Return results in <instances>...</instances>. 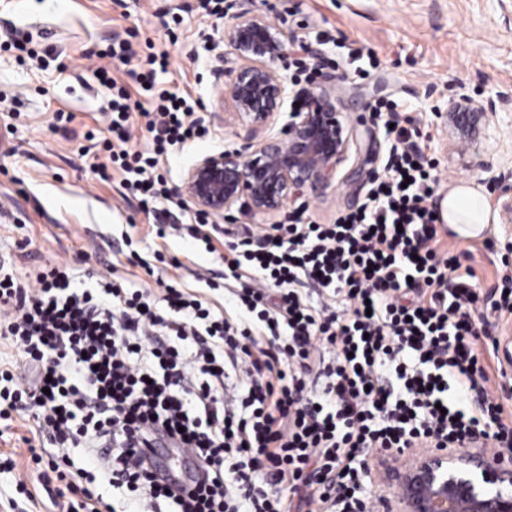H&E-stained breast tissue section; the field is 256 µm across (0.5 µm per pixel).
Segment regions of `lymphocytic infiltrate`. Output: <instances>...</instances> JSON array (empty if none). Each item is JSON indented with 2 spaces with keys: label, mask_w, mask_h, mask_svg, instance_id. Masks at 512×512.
Segmentation results:
<instances>
[{
  "label": "lymphocytic infiltrate",
  "mask_w": 512,
  "mask_h": 512,
  "mask_svg": "<svg viewBox=\"0 0 512 512\" xmlns=\"http://www.w3.org/2000/svg\"><path fill=\"white\" fill-rule=\"evenodd\" d=\"M142 100L114 78L108 137L101 142L142 211L169 198L160 155L207 135L189 93L159 85L168 53L135 55ZM391 126L389 161L366 201L333 223L287 216L224 242V282L239 321L169 284L160 297L103 279L77 287L67 263L18 276L0 265V337L21 360L0 369V418L27 413L60 453L46 462L82 512H113L95 481L125 492L129 512H374L365 458L374 452L512 447V420L490 393L487 359L500 339L487 312L512 314L503 295L480 292L468 251L448 253L435 217L441 182L421 143L428 133L404 100L370 106ZM153 135L130 148L135 116ZM321 304H313V297ZM241 371L236 403L224 401L228 370ZM325 379L321 393L307 389ZM159 437L191 449L200 479H160L145 462ZM108 443L96 473L72 468L73 448Z\"/></svg>",
  "instance_id": "lymphocytic-infiltrate-1"
}]
</instances>
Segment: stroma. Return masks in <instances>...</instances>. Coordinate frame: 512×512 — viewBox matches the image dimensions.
<instances>
[{
  "mask_svg": "<svg viewBox=\"0 0 512 512\" xmlns=\"http://www.w3.org/2000/svg\"><path fill=\"white\" fill-rule=\"evenodd\" d=\"M255 5L289 36L306 39L325 60L324 76H335L336 101L349 117V159L325 197L299 199L290 214L320 224L359 207L370 181L367 171L383 169L388 140L382 128L359 123L374 100L402 98L432 136L426 156L447 170V186L462 179L480 187L486 169L512 173V153L494 141L455 158L439 112L448 97L464 89L489 101L501 119L512 121V0H255ZM235 12L208 14L202 0H0V263L25 272L55 262L71 263L80 287L107 276L126 285L172 283L204 295L215 310L237 316L224 297V232L252 229L245 215L207 226L210 243L185 230L187 215L161 203L168 231L158 237L153 219L124 187V176L107 166L105 153L83 156L87 133L107 134L109 90L92 73L100 66L119 85L137 93L127 66L101 52L129 41L167 52L171 66L157 73L164 87L189 92L200 105L196 120L208 136L160 156L157 169L169 185L182 180L205 154L240 147L243 130L225 99L223 79L204 48L220 37ZM26 36L39 61H18L4 41ZM371 50L377 65L368 76L354 75L350 49ZM70 114L59 123L56 112ZM105 164L95 173L92 162ZM358 177H350V170ZM182 230H174V223ZM449 250L472 253L483 288L499 271H512L503 246L486 249L483 240L447 239ZM153 275H146V268ZM28 423L12 416L0 423V512H67L63 499L49 497L48 481L29 459ZM26 488H18L17 478Z\"/></svg>",
  "mask_w": 512,
  "mask_h": 512,
  "instance_id": "35a3bbf8",
  "label": "stroma"
}]
</instances>
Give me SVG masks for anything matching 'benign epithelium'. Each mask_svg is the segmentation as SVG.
Masks as SVG:
<instances>
[{
  "label": "benign epithelium",
  "instance_id": "obj_1",
  "mask_svg": "<svg viewBox=\"0 0 512 512\" xmlns=\"http://www.w3.org/2000/svg\"><path fill=\"white\" fill-rule=\"evenodd\" d=\"M233 22L221 41L237 65L225 67L218 54L215 71L224 75L235 117L245 131L239 148L207 154L197 160L174 187L177 197L213 218L226 219L245 209L263 221L289 203L319 198L336 182L348 159L349 133L336 94L324 82L301 93L304 107L289 113L276 135L266 131L292 94L273 63L288 53V33L256 12L253 0H237ZM448 126V144L457 149L481 140L512 143V126L504 129L484 101L461 90L448 97L438 113ZM482 182L496 189L507 249H512V186L491 173ZM391 454L370 464L378 481L393 491L397 512H512V455H488L479 448H429L404 466L392 465Z\"/></svg>",
  "mask_w": 512,
  "mask_h": 512
}]
</instances>
